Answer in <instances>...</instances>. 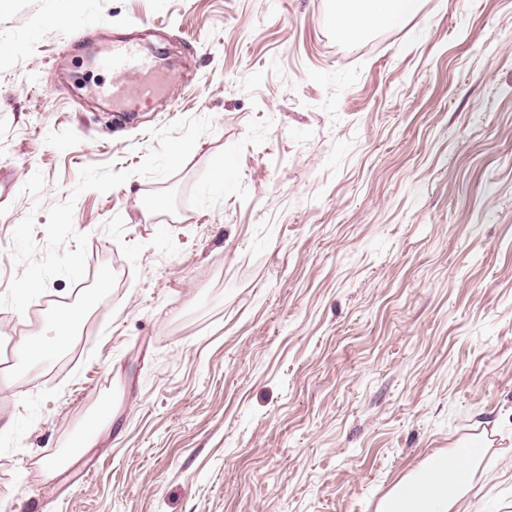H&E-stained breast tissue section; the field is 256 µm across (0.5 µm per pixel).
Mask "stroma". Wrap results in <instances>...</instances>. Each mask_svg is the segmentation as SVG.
<instances>
[{
  "instance_id": "stroma-1",
  "label": "stroma",
  "mask_w": 512,
  "mask_h": 512,
  "mask_svg": "<svg viewBox=\"0 0 512 512\" xmlns=\"http://www.w3.org/2000/svg\"><path fill=\"white\" fill-rule=\"evenodd\" d=\"M129 35L174 106L111 125ZM3 170L0 345L85 317L0 383V512H376L485 429L512 512V0H0ZM336 26L343 36L396 27L419 10L420 0H338ZM58 330L54 338L53 351L66 349L73 337L76 328L83 320V311L80 308L69 307L56 314Z\"/></svg>"
}]
</instances>
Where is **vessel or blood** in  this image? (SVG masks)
Masks as SVG:
<instances>
[{
  "instance_id": "vessel-or-blood-1",
  "label": "vessel or blood",
  "mask_w": 512,
  "mask_h": 512,
  "mask_svg": "<svg viewBox=\"0 0 512 512\" xmlns=\"http://www.w3.org/2000/svg\"><path fill=\"white\" fill-rule=\"evenodd\" d=\"M96 66L112 75V84L105 88V95L111 96L114 104L126 107L128 111L145 110L163 91L161 81H141V74L149 72L153 64L135 40L114 42L109 52L97 59Z\"/></svg>"
}]
</instances>
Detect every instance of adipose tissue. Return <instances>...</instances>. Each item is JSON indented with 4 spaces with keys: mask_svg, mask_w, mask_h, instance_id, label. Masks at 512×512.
Here are the masks:
<instances>
[{
    "mask_svg": "<svg viewBox=\"0 0 512 512\" xmlns=\"http://www.w3.org/2000/svg\"><path fill=\"white\" fill-rule=\"evenodd\" d=\"M420 0H338L336 25L342 35L395 27L419 10ZM483 444L468 441L434 453L405 474L380 500L378 512H459L472 490Z\"/></svg>",
    "mask_w": 512,
    "mask_h": 512,
    "instance_id": "adipose-tissue-1",
    "label": "adipose tissue"
}]
</instances>
